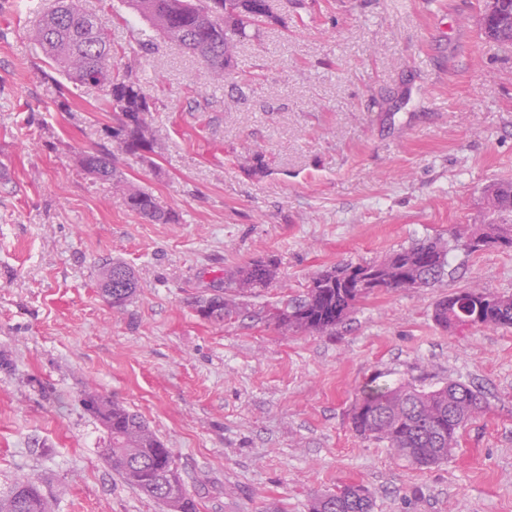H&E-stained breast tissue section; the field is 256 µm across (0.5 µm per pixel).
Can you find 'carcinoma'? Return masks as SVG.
Instances as JSON below:
<instances>
[{"label": "carcinoma", "mask_w": 512, "mask_h": 512, "mask_svg": "<svg viewBox=\"0 0 512 512\" xmlns=\"http://www.w3.org/2000/svg\"><path fill=\"white\" fill-rule=\"evenodd\" d=\"M134 16L155 34L197 56L217 82L230 74L234 48L240 39L259 36V26L275 21L270 0H124ZM491 8L482 22L485 38L512 45V0H486ZM54 12L41 16L32 29L33 40L67 80L80 86L98 87L116 114L112 139L121 151L140 157L153 147L149 121L151 107L140 85L128 72L112 64V46L103 28L87 21V12L75 0H57ZM83 170L114 185L121 183L112 165V154L88 152ZM491 208L497 215L492 224H474L464 235L455 236L462 249L475 253L471 239L479 237L486 249H512V181H501L491 189ZM128 207L158 224H171L175 216L162 209L145 189L127 193ZM448 243L440 237L426 238L402 247L378 262L339 263L314 275L302 295L282 307L266 311L265 318L283 333L330 334L353 311L356 304L376 291L427 288L445 275ZM369 275L374 287L362 296L354 293L359 277ZM277 277L274 264L254 261L227 275L234 295H214L198 301L197 312L210 321H222L239 312L236 297L269 287ZM138 276L119 260L99 269V288L105 300L121 308L135 295ZM476 318L482 328L512 325V295L473 286L440 299L433 311L437 325L448 331L473 328ZM85 410L103 426L105 447L101 456L125 481L148 498L174 503L176 512H198L178 474L170 466L172 451L139 414L95 390L83 393ZM482 409L480 393L462 383L449 381L428 389L411 382L396 387L370 386L350 412L352 430L395 450L399 458L418 467H429L452 456L459 429ZM373 498L360 484L344 485L334 493L313 498L309 512H372ZM0 512H48L47 501L37 480L20 478L10 495L0 500Z\"/></svg>", "instance_id": "cac0c4a2"}]
</instances>
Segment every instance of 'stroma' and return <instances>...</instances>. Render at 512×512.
I'll return each mask as SVG.
<instances>
[{"instance_id":"stroma-1","label":"stroma","mask_w":512,"mask_h":512,"mask_svg":"<svg viewBox=\"0 0 512 512\" xmlns=\"http://www.w3.org/2000/svg\"><path fill=\"white\" fill-rule=\"evenodd\" d=\"M224 83L160 41L121 0H82L154 108L130 158L102 90L56 73L30 36L28 0H0V497L41 481L52 512H167L99 456L89 388L142 414L171 448L199 512H308L347 483L374 512H512V327L448 332L435 303L480 284L512 294V251L456 249L431 288L378 292L330 334H285L267 309L315 274L451 237L493 213L512 180V46L484 39L482 0H271ZM105 150L173 224L131 211L88 175ZM135 269L115 309L101 259ZM273 261L238 318H201L224 275ZM480 391L448 461L419 468L352 430L370 383Z\"/></svg>"}]
</instances>
